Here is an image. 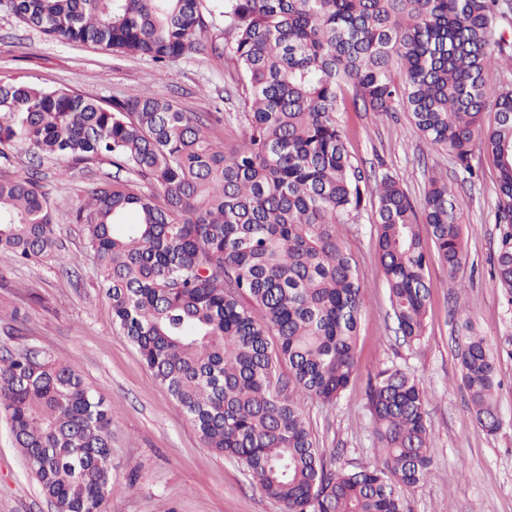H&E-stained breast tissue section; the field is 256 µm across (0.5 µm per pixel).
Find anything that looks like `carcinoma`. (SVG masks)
I'll use <instances>...</instances> for the list:
<instances>
[{
  "label": "carcinoma",
  "instance_id": "cac0c4a2",
  "mask_svg": "<svg viewBox=\"0 0 512 512\" xmlns=\"http://www.w3.org/2000/svg\"><path fill=\"white\" fill-rule=\"evenodd\" d=\"M27 27L65 43L154 64L203 51L234 65L240 138H214L213 114L144 94L105 104L74 88L0 79V166L22 148L29 168L0 174V264L38 262L56 245L41 190L47 157L107 160L72 208L93 253L118 335L205 445L235 460L282 512H406L433 460L428 391L394 366L374 370L367 405L378 461L332 467L306 416L333 406L359 369L362 283L339 233L371 208L375 250L404 340L429 306L427 231L454 274L461 207L435 174L421 210L388 176L371 182L337 117L350 98L377 115L403 110L413 130L472 172L475 142L498 170L495 270L512 296V0H6ZM224 44L205 45L214 18ZM403 74L397 82L393 70ZM495 113L486 127L483 114ZM288 365V375L280 366ZM473 417L501 426L498 363L483 336L460 352ZM0 411L56 512H106L112 409L72 366L38 350L0 357Z\"/></svg>",
  "mask_w": 512,
  "mask_h": 512
}]
</instances>
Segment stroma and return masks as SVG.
<instances>
[{"instance_id":"35a3bbf8","label":"stroma","mask_w":512,"mask_h":512,"mask_svg":"<svg viewBox=\"0 0 512 512\" xmlns=\"http://www.w3.org/2000/svg\"><path fill=\"white\" fill-rule=\"evenodd\" d=\"M0 78L43 89L72 87L102 102L150 92L190 113H216L217 138L239 133L240 110L232 65L205 54L158 68L138 56L117 57L90 46L62 43L27 28L0 5ZM351 152L371 178L389 176L421 206L429 178L447 174L456 188L465 226V259L456 274L430 252V302L420 341L396 332L369 214L341 228L363 283L357 340L359 371L335 406L307 403L312 429L336 467L371 465L377 447L366 407L368 375L385 364L420 379L429 393L433 464L407 498V512H512V298L500 287L494 262L497 170L476 146L473 172L412 129L406 112L378 116L343 112ZM112 167L100 162L59 177L43 165V190L54 203L58 248L36 263L0 268V356L28 347L76 366L85 383L112 407V481L107 512H281L232 459L215 454L156 382L137 348L116 334L112 307L102 296L93 256L70 211ZM487 337L498 358L501 428L487 434L469 410L460 385L458 354L466 336ZM0 512H55L28 473L8 420L0 412Z\"/></svg>"}]
</instances>
